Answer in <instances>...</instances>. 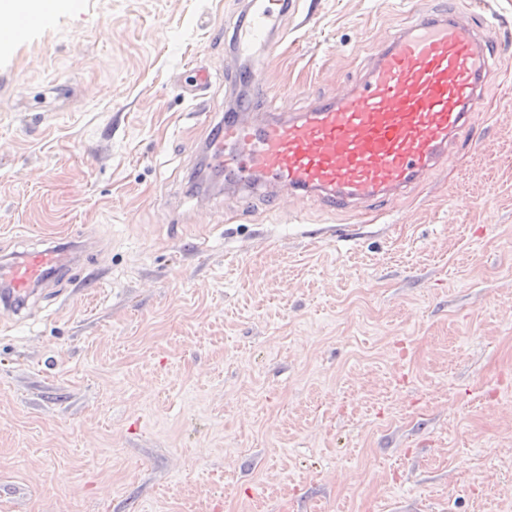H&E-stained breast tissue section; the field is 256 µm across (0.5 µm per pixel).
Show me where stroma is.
<instances>
[{
  "mask_svg": "<svg viewBox=\"0 0 512 512\" xmlns=\"http://www.w3.org/2000/svg\"><path fill=\"white\" fill-rule=\"evenodd\" d=\"M447 4L299 0L268 104ZM245 6L82 0L0 47V256L94 243L0 307V512H512V0L472 150L381 218L210 168Z\"/></svg>",
  "mask_w": 512,
  "mask_h": 512,
  "instance_id": "1",
  "label": "stroma"
}]
</instances>
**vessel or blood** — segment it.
<instances>
[{
  "label": "vessel or blood",
  "mask_w": 512,
  "mask_h": 512,
  "mask_svg": "<svg viewBox=\"0 0 512 512\" xmlns=\"http://www.w3.org/2000/svg\"><path fill=\"white\" fill-rule=\"evenodd\" d=\"M468 12L449 6L402 28L359 74L300 112L261 117L253 101L226 113L208 159L229 187L265 195L316 198L332 210L363 213L368 203L402 196L462 145L483 110L493 53ZM293 0H250L236 25L232 53L248 62L230 81L265 95L261 53L271 51ZM90 242L62 238L0 261V306L19 312L51 279L79 266Z\"/></svg>",
  "instance_id": "b4317fda"
}]
</instances>
